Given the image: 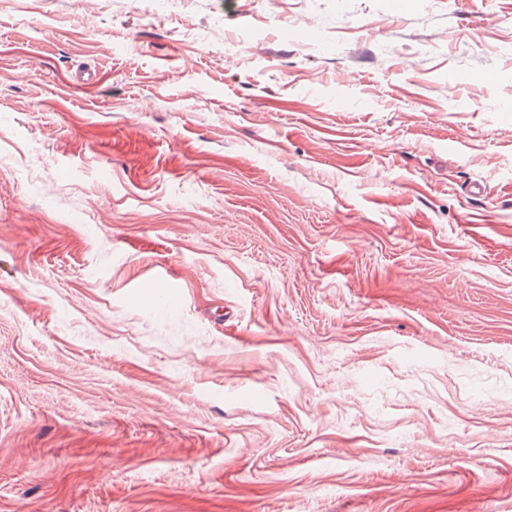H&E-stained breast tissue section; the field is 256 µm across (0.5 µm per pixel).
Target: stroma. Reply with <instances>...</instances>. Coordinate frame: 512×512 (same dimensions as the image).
Instances as JSON below:
<instances>
[{
  "label": "stroma",
  "instance_id": "obj_1",
  "mask_svg": "<svg viewBox=\"0 0 512 512\" xmlns=\"http://www.w3.org/2000/svg\"><path fill=\"white\" fill-rule=\"evenodd\" d=\"M279 2L0 0V512H512V0Z\"/></svg>",
  "mask_w": 512,
  "mask_h": 512
}]
</instances>
